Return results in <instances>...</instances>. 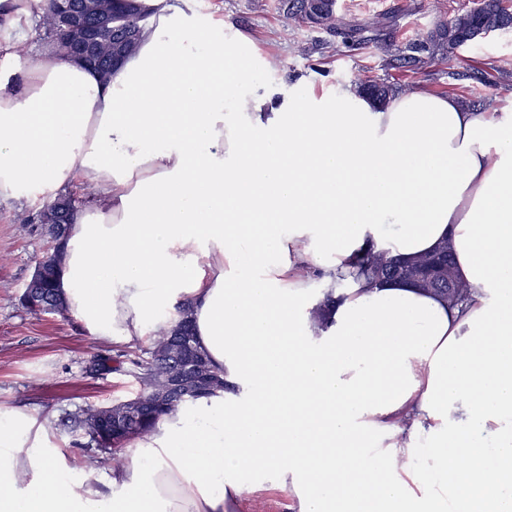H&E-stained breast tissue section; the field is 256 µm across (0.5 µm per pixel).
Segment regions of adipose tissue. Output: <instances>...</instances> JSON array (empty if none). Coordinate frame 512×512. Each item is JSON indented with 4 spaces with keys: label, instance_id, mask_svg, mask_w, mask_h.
I'll return each mask as SVG.
<instances>
[{
    "label": "adipose tissue",
    "instance_id": "obj_1",
    "mask_svg": "<svg viewBox=\"0 0 512 512\" xmlns=\"http://www.w3.org/2000/svg\"><path fill=\"white\" fill-rule=\"evenodd\" d=\"M43 0H0V52ZM249 34L159 17L108 76L41 44L0 76V198L96 191L66 311L135 347L189 312L224 389L67 478L47 419L0 407V512H512V106L282 93ZM447 244L468 299L369 285L358 255ZM288 496L271 490L256 492L246 505V512H292L286 508L290 504Z\"/></svg>",
    "mask_w": 512,
    "mask_h": 512
}]
</instances>
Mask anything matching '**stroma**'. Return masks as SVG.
I'll return each mask as SVG.
<instances>
[{
	"label": "stroma",
	"mask_w": 512,
	"mask_h": 512,
	"mask_svg": "<svg viewBox=\"0 0 512 512\" xmlns=\"http://www.w3.org/2000/svg\"><path fill=\"white\" fill-rule=\"evenodd\" d=\"M475 2L338 0V7L363 17L395 14L394 37L406 43L436 19L471 9ZM275 4L276 0H171L165 11L202 27L220 24L228 32L249 33L260 54L275 55L280 61L278 71H261V78L285 90L301 79L315 94L333 97L351 87L355 75L365 70L376 80L421 85L481 108L512 100V33L491 35L423 70H389L384 66L383 52L374 47L303 55L302 47L314 44L318 32L289 27ZM474 68L507 82L508 90L495 92L464 79V72ZM38 211V206L24 202H0V406L50 414L54 422L50 441L79 471L83 468L80 446L86 437L64 426V419L91 405L133 397L139 384L123 367L90 376L88 366L93 356L100 352L119 354V347L93 338L71 315H35L22 305L20 296L35 264L52 245L44 227L34 221Z\"/></svg>",
	"instance_id": "35a3bbf8"
}]
</instances>
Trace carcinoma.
Returning <instances> with one entry per match:
<instances>
[{"instance_id":"1","label":"carcinoma","mask_w":512,"mask_h":512,"mask_svg":"<svg viewBox=\"0 0 512 512\" xmlns=\"http://www.w3.org/2000/svg\"><path fill=\"white\" fill-rule=\"evenodd\" d=\"M83 9L90 15L112 4V24L121 27H139L146 19L159 14L160 6L151 0H81ZM280 10L288 21L310 27L330 36L319 45L306 49L308 53L331 48L342 44L348 48L358 49L364 45L374 44L387 55L386 65L399 71H416L422 67L448 58L455 50L472 46L491 34L512 32V11L504 0H480V3L465 12L447 19H438L432 28L418 39L403 46L395 44L389 35L392 17L378 15L372 18H358L338 13L337 0H279ZM41 26L46 37L56 41L60 53L72 56L68 37L60 33L57 13L52 4H47L41 18ZM140 39L125 43L116 42L111 35L102 36L96 44L97 70L106 75L111 70L109 59L122 61L138 47ZM357 91L380 105L386 104L394 92V85L378 82L360 74L354 80ZM83 205L70 194H61L53 202L45 205L36 215L48 234L55 240L53 250L41 258L42 271L33 285L35 301L26 304L32 312L59 313L66 312L57 282L60 276L63 243L69 225L66 220L75 216ZM446 263L444 277L440 279H420L421 288L433 290L448 296V303L455 305L465 299L467 288L460 284L453 272V260L448 249H441ZM395 258L384 252L367 251L357 258V267L361 275L369 282L384 285L397 280L398 268L394 266ZM190 356L198 360L209 373L219 379L218 385L205 394L210 397L224 390V378L211 366L204 351L197 345L193 336L188 313H182L165 336H159L145 350V355L130 360L133 374L140 382V389L134 398L110 405L90 406L82 413L68 419L70 427L82 431L89 437V442L82 447L84 463L95 467L102 463L104 455L116 452L124 442L137 435L151 431L158 416H146L140 421L125 422L130 407L135 402L147 398L161 389L170 368L176 358Z\"/></svg>"}]
</instances>
